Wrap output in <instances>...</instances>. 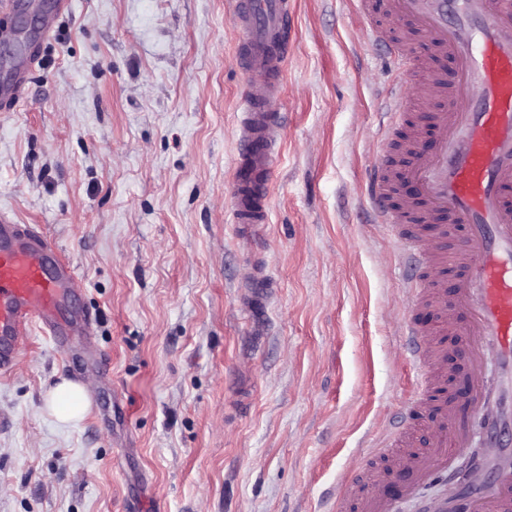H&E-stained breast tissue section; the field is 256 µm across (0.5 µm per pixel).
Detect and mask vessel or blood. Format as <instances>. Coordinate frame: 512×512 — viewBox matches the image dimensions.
I'll list each match as a JSON object with an SVG mask.
<instances>
[{
  "label": "vessel or blood",
  "mask_w": 512,
  "mask_h": 512,
  "mask_svg": "<svg viewBox=\"0 0 512 512\" xmlns=\"http://www.w3.org/2000/svg\"><path fill=\"white\" fill-rule=\"evenodd\" d=\"M242 35L238 62L248 76L237 121L233 221L270 220L268 183L281 140L274 112L279 75L290 50L288 23L293 0H231ZM71 0H41L40 37L49 39ZM368 39L386 44L401 69H411L437 108L432 114L430 149L411 142L412 154L399 170L381 162L370 168L367 195L379 223L401 239L403 256L420 270L407 291L409 304L445 312L439 327L411 321L401 335L422 386L448 375V349L442 338L455 336L464 352L471 397L458 409L432 401L428 411L399 416L386 448L397 451L417 480L389 485L376 469H364L371 484L366 512H397L401 499L422 486L454 474L459 460L471 468L465 496L440 495L430 512H512V0H388V16L408 20L439 56L459 69L447 83L426 57L411 56L388 24L373 19L368 0H357ZM37 62L29 53L14 61L0 80V112L24 105ZM479 89L470 99L471 89ZM411 102L393 92L389 126L408 124ZM415 185L413 211L394 207V182ZM461 238L449 248L448 241ZM74 265L43 233L17 223L0 209V372L11 370L31 326L51 336L67 363L84 354L95 334V319L81 313L61 318L71 298ZM430 446L415 450L420 428Z\"/></svg>",
  "instance_id": "obj_1"
}]
</instances>
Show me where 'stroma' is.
<instances>
[{
	"mask_svg": "<svg viewBox=\"0 0 512 512\" xmlns=\"http://www.w3.org/2000/svg\"><path fill=\"white\" fill-rule=\"evenodd\" d=\"M353 0H295L271 219L232 221L248 80L228 0H74L0 112V208L43 226L97 317L94 409L62 352L0 374V512H331L418 392L411 270L366 193L393 85ZM87 403L82 386L62 381L48 395L47 404L55 417L62 422L77 419Z\"/></svg>",
	"mask_w": 512,
	"mask_h": 512,
	"instance_id": "obj_1",
	"label": "stroma"
}]
</instances>
